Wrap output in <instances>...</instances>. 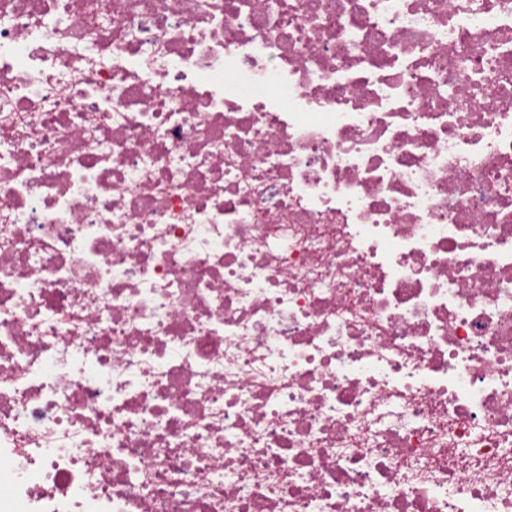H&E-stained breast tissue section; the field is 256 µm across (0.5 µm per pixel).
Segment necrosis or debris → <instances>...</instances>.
Segmentation results:
<instances>
[{"mask_svg": "<svg viewBox=\"0 0 512 512\" xmlns=\"http://www.w3.org/2000/svg\"><path fill=\"white\" fill-rule=\"evenodd\" d=\"M0 512H512V0H0Z\"/></svg>", "mask_w": 512, "mask_h": 512, "instance_id": "4bbe7bcc", "label": "necrosis or debris"}]
</instances>
